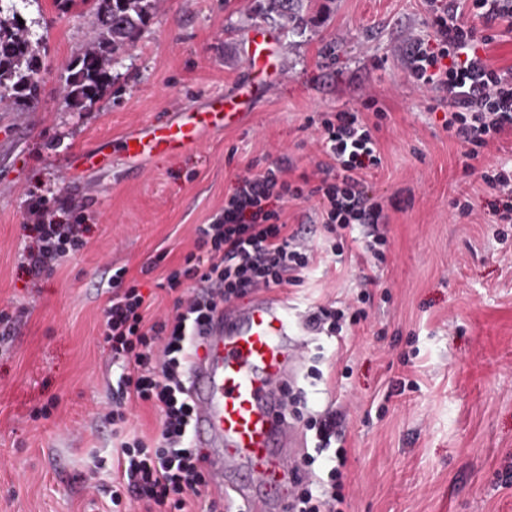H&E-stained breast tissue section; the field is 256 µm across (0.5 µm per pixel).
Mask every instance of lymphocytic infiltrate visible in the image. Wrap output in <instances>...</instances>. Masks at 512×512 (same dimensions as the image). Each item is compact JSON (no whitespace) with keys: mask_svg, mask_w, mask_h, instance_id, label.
Wrapping results in <instances>:
<instances>
[{"mask_svg":"<svg viewBox=\"0 0 512 512\" xmlns=\"http://www.w3.org/2000/svg\"><path fill=\"white\" fill-rule=\"evenodd\" d=\"M506 19L512 21V0H446L428 18L432 41L417 42L407 57L410 78L417 87L437 92L438 107L448 113V134L460 142L468 160L512 132V68L495 67L481 53L494 39L493 27ZM373 114L372 124L356 110L323 119L325 159L316 165L317 180L304 173L287 178L279 163L240 177L225 196L222 212L197 227L193 250L162 282L175 297L171 314L152 316L138 284H126L125 269L112 275L103 336L122 373L105 418L119 444L110 460L94 461L88 476L110 472L113 506L188 512V493L207 486L206 455L191 444L187 365L203 326L224 302L243 298L255 287L287 290L309 268L313 251L289 224L285 203L316 201L320 223L339 239L331 247L337 254L356 226L366 227L365 252L384 260L389 215L364 179L366 170L381 163L376 134L384 113L377 108ZM30 214L38 244L28 251L25 266L38 278L85 247L87 227L54 223L39 198L32 201ZM140 402L161 416V431L150 442L126 427L129 404ZM341 417L332 408L312 413L317 453L330 448L334 454L327 456L313 487L294 492L291 512H345L348 451L334 445L342 435Z\"/></svg>","mask_w":512,"mask_h":512,"instance_id":"1","label":"lymphocytic infiltrate"}]
</instances>
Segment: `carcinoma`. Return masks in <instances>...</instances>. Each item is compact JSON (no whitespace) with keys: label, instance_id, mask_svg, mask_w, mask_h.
Instances as JSON below:
<instances>
[{"label":"carcinoma","instance_id":"carcinoma-1","mask_svg":"<svg viewBox=\"0 0 512 512\" xmlns=\"http://www.w3.org/2000/svg\"><path fill=\"white\" fill-rule=\"evenodd\" d=\"M100 29L81 54L65 67L64 92L75 107L92 106L111 78L112 65L133 46L153 15L152 0H93ZM39 41L19 24L18 15L0 17V104L33 110L41 77L35 62Z\"/></svg>","mask_w":512,"mask_h":512}]
</instances>
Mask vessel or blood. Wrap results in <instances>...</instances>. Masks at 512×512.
<instances>
[{
  "mask_svg": "<svg viewBox=\"0 0 512 512\" xmlns=\"http://www.w3.org/2000/svg\"><path fill=\"white\" fill-rule=\"evenodd\" d=\"M261 86H240L236 99L217 98L207 111H179L167 127L126 134L129 156L166 153L198 144L206 130L236 125ZM304 324L286 297L254 291L247 304L220 307L206 335V350L188 372L197 406L192 440L208 455L209 484L249 512H286L288 490L301 471L305 447L299 427L284 417L286 391L301 360L294 337Z\"/></svg>",
  "mask_w": 512,
  "mask_h": 512,
  "instance_id": "obj_1",
  "label": "vessel or blood"
}]
</instances>
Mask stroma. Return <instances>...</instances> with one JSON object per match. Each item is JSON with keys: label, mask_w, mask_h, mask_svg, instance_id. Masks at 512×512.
I'll list each match as a JSON object with an SVG mask.
<instances>
[{"label": "stroma", "mask_w": 512, "mask_h": 512, "mask_svg": "<svg viewBox=\"0 0 512 512\" xmlns=\"http://www.w3.org/2000/svg\"><path fill=\"white\" fill-rule=\"evenodd\" d=\"M13 8L44 47L36 109L0 111V312L16 320L0 342V512H105L106 497L82 477L92 454L113 446L103 421L120 374L103 337L109 278L126 268L154 295L153 313L171 312L161 278L248 165L315 173L322 119L370 96L386 117L369 189L402 203L389 212L380 265L358 243L333 256L314 202L286 205L315 250L291 304L340 309L364 276L376 280L366 321L339 341L307 337L296 384L310 408L331 403L345 415L347 512H512V224L497 237L478 175L512 169V134L464 176L443 112L407 77L411 46L430 34L431 0H296L284 16L270 0H158L88 110L70 106L62 87L65 64L96 35L91 4L63 13L54 0H0V11ZM259 28L283 49L264 67L284 73L241 126L167 155L122 156L129 129L166 125L180 108L250 83ZM99 147L109 162L83 165ZM462 196L472 213L461 219L451 203ZM37 197L59 223L89 227L86 247L41 279L22 266L37 244L28 215ZM318 356L335 386L312 378Z\"/></svg>", "instance_id": "obj_1"}]
</instances>
